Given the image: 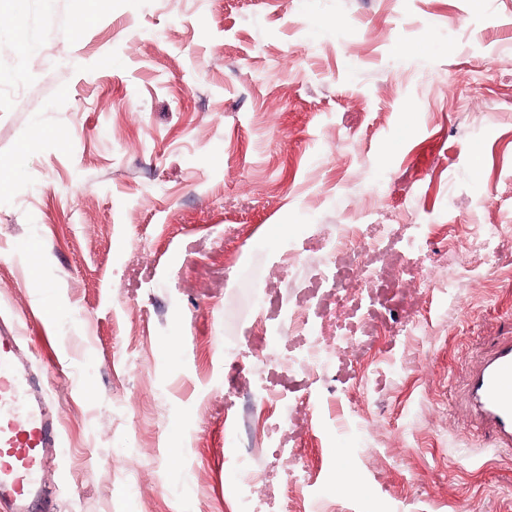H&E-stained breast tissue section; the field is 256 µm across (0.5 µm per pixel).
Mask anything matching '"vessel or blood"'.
<instances>
[{
  "instance_id": "1",
  "label": "vessel or blood",
  "mask_w": 512,
  "mask_h": 512,
  "mask_svg": "<svg viewBox=\"0 0 512 512\" xmlns=\"http://www.w3.org/2000/svg\"><path fill=\"white\" fill-rule=\"evenodd\" d=\"M465 407L495 447L512 449V335L498 337L471 369ZM62 451L45 381L22 351L16 327L0 325V504L35 512L43 471Z\"/></svg>"
}]
</instances>
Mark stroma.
I'll return each instance as SVG.
<instances>
[{"label": "stroma", "instance_id": "stroma-1", "mask_svg": "<svg viewBox=\"0 0 512 512\" xmlns=\"http://www.w3.org/2000/svg\"><path fill=\"white\" fill-rule=\"evenodd\" d=\"M87 3L0 0V323L63 433L39 512H241L242 457L248 512H512L462 403L512 332V0H101L74 31ZM337 224L393 235L329 295ZM290 300L354 332L327 369L253 326Z\"/></svg>", "mask_w": 512, "mask_h": 512}]
</instances>
